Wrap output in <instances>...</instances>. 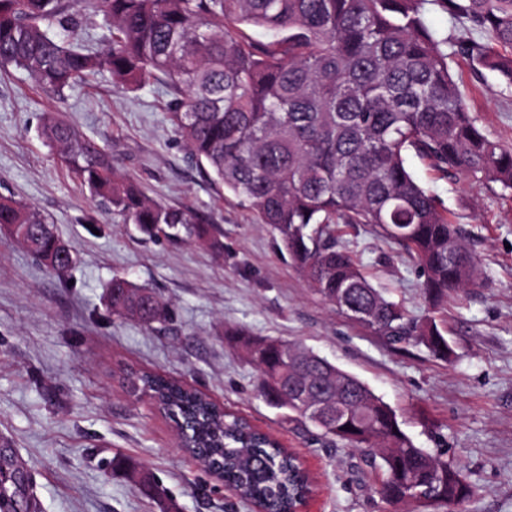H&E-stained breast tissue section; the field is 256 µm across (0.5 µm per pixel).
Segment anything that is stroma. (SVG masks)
Wrapping results in <instances>:
<instances>
[{
	"instance_id": "obj_1",
	"label": "stroma",
	"mask_w": 512,
	"mask_h": 512,
	"mask_svg": "<svg viewBox=\"0 0 512 512\" xmlns=\"http://www.w3.org/2000/svg\"><path fill=\"white\" fill-rule=\"evenodd\" d=\"M451 66L482 131L512 144V88L460 56ZM166 99L160 85L132 91L106 72L59 97L23 69L0 67V196L46 217L78 256L59 276L0 232V440L27 472L38 512H158L130 476L112 471L116 456L153 474L179 512H253L179 448L147 398L130 394L129 368L184 381L294 449L316 485L309 512H393L359 451L284 423L267 404L255 367L225 346L227 326L313 349L358 377L417 446L462 468L477 494L461 512H512V192L462 173L442 176L409 157L480 259L476 285L436 310L403 248L366 225L341 229V243L376 286L412 318L435 319L452 347L444 362L422 345L362 330L315 296L278 236L192 164ZM50 114L104 148L148 198L194 211L223 254L143 238L102 210L47 143ZM116 275L159 293L172 322L148 329L113 316L104 296Z\"/></svg>"
}]
</instances>
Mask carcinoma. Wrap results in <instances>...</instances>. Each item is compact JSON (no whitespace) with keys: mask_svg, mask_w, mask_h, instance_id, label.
<instances>
[{"mask_svg":"<svg viewBox=\"0 0 512 512\" xmlns=\"http://www.w3.org/2000/svg\"><path fill=\"white\" fill-rule=\"evenodd\" d=\"M436 2L461 26L436 37L425 22ZM84 5L108 24L94 50L72 33ZM263 31L256 41L246 29ZM451 45L512 86V0H0V66L26 71L57 94L107 71L131 90L166 89L167 112L196 167L246 203L312 292L362 328L413 340L446 360L452 348L435 320L411 318L377 288L336 236L341 224L372 227L410 253L432 308L475 284L478 257L464 231L410 170L414 153L436 171L462 172L512 191V145L490 140L448 64ZM44 135L99 205L152 239L223 244L190 209L148 199L119 176L96 144L50 116ZM58 275L74 252L36 211L0 198V226ZM112 314L146 328L167 320L152 289L123 277L108 285ZM259 373L258 391L284 417L380 459L375 492L389 504L454 512L474 497L461 468L417 447L396 412L358 378L307 348L224 330ZM173 423L185 449L221 471L237 496L263 512H291L308 485L293 455L186 383L154 372L129 377ZM350 429H344V426ZM15 455L0 448V512H34ZM160 512H177L144 471L134 472Z\"/></svg>","mask_w":512,"mask_h":512,"instance_id":"obj_1","label":"carcinoma"}]
</instances>
